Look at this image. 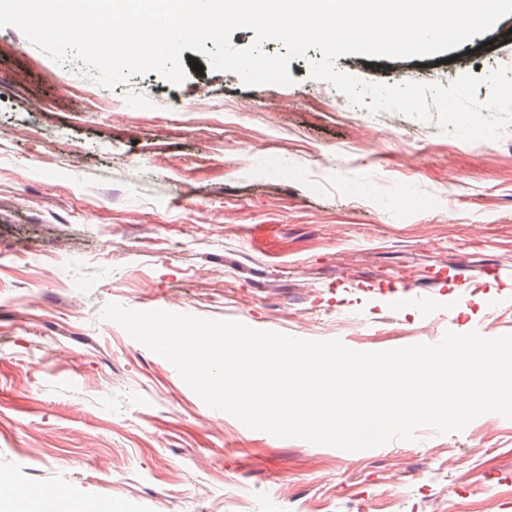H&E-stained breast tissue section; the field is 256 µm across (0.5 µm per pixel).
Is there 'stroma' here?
Returning <instances> with one entry per match:
<instances>
[{
  "label": "stroma",
  "instance_id": "35a3bbf8",
  "mask_svg": "<svg viewBox=\"0 0 512 512\" xmlns=\"http://www.w3.org/2000/svg\"><path fill=\"white\" fill-rule=\"evenodd\" d=\"M246 87L181 53L104 87L0 28V473L123 512H512V420L360 451L214 413L110 302L356 351L512 334V128L466 141L309 76ZM370 82L512 66V15L458 47L343 55ZM486 274L464 282L475 267ZM415 283L420 299L392 303Z\"/></svg>",
  "mask_w": 512,
  "mask_h": 512
}]
</instances>
